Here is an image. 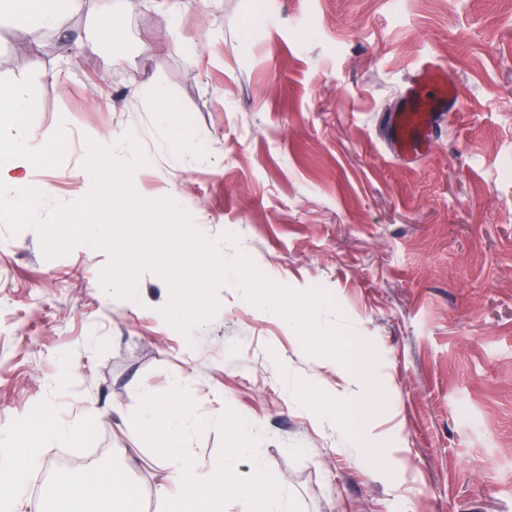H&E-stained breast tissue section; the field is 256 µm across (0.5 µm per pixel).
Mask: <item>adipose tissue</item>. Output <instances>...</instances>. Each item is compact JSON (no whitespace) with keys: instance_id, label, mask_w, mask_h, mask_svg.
Returning <instances> with one entry per match:
<instances>
[{"instance_id":"obj_1","label":"adipose tissue","mask_w":512,"mask_h":512,"mask_svg":"<svg viewBox=\"0 0 512 512\" xmlns=\"http://www.w3.org/2000/svg\"><path fill=\"white\" fill-rule=\"evenodd\" d=\"M79 0H10L7 15L16 22H33L56 30ZM50 192L47 184L30 180L27 170L0 166V209L24 213ZM19 448L0 456V512H16L26 487V476L38 463L39 447L80 437V429H62L50 416L26 425ZM56 512H143V497L129 479L127 467H97L70 475L53 490Z\"/></svg>"}]
</instances>
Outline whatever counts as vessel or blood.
<instances>
[{
  "instance_id": "b4317fda",
  "label": "vessel or blood",
  "mask_w": 512,
  "mask_h": 512,
  "mask_svg": "<svg viewBox=\"0 0 512 512\" xmlns=\"http://www.w3.org/2000/svg\"><path fill=\"white\" fill-rule=\"evenodd\" d=\"M457 100V89L447 70L431 60L421 62L400 107L386 120L396 160L428 155L436 144V122L444 113L455 110Z\"/></svg>"
}]
</instances>
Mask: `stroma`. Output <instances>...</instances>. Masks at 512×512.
<instances>
[{
    "mask_svg": "<svg viewBox=\"0 0 512 512\" xmlns=\"http://www.w3.org/2000/svg\"><path fill=\"white\" fill-rule=\"evenodd\" d=\"M103 2L67 14L55 51L0 57V92L42 85L23 130L34 147L60 143L51 168L30 170L46 204L89 192L88 141L135 134L152 158L138 194H177L207 239L233 227L224 253L327 294L322 322L371 374L307 355L229 284L183 335L160 313L158 275L116 298L100 283L105 250L49 259L35 229L0 225V428L48 410L85 430L43 448L29 486L61 457L128 462L156 512L171 468L132 414L144 387L188 376L201 413L247 421L255 466L301 512H512V0H115L112 42L95 28ZM425 58L448 68L459 109L427 157L401 164L385 121ZM156 85L174 108L165 122ZM354 394L376 415L319 420L321 400Z\"/></svg>",
    "mask_w": 512,
    "mask_h": 512,
    "instance_id": "1",
    "label": "stroma"
}]
</instances>
